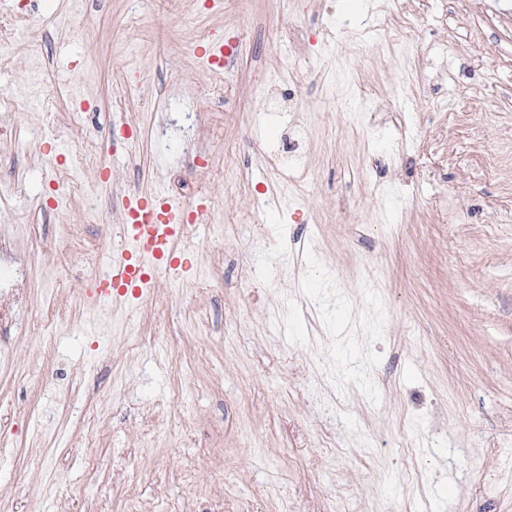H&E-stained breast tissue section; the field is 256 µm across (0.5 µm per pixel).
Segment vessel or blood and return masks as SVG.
<instances>
[{
  "label": "vessel or blood",
  "mask_w": 512,
  "mask_h": 512,
  "mask_svg": "<svg viewBox=\"0 0 512 512\" xmlns=\"http://www.w3.org/2000/svg\"><path fill=\"white\" fill-rule=\"evenodd\" d=\"M120 226L122 247L113 253L112 266L94 288L103 300L141 295L154 283L155 273L180 267L175 241L183 232L186 208L163 193L152 199L128 197Z\"/></svg>",
  "instance_id": "1"
}]
</instances>
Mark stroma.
<instances>
[{
	"instance_id": "stroma-1",
	"label": "stroma",
	"mask_w": 512,
	"mask_h": 512,
	"mask_svg": "<svg viewBox=\"0 0 512 512\" xmlns=\"http://www.w3.org/2000/svg\"><path fill=\"white\" fill-rule=\"evenodd\" d=\"M38 0L0 43V80L33 55L75 78L89 111L64 138L20 101L33 148L0 143V183L25 169L0 227L59 268L60 330L9 336L0 443L12 512H512V0H392L385 39L361 40L380 0ZM233 36L223 105L204 58ZM288 64L290 95L270 85ZM369 100L350 96L352 85ZM113 136L103 165L73 170ZM294 138L309 172L281 193L266 152ZM241 185L224 188L226 165ZM109 172L101 180V172ZM91 191L55 206L54 188ZM211 204L178 279L103 305L128 196ZM281 264L254 247L255 220ZM230 252L229 265L205 264ZM323 353V365L313 358Z\"/></svg>"
}]
</instances>
